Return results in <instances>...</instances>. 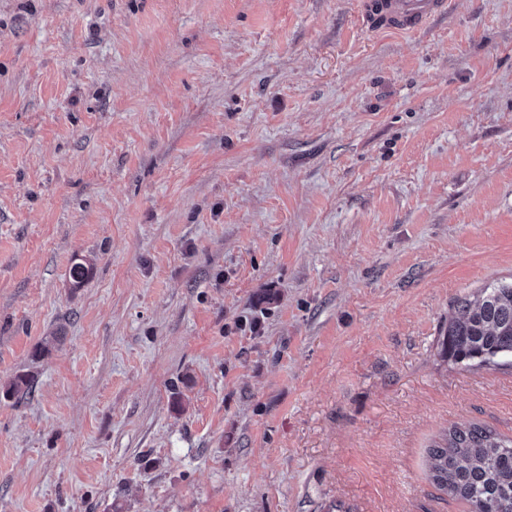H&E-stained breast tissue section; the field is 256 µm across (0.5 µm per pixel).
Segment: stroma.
<instances>
[{
    "label": "stroma",
    "mask_w": 512,
    "mask_h": 512,
    "mask_svg": "<svg viewBox=\"0 0 512 512\" xmlns=\"http://www.w3.org/2000/svg\"><path fill=\"white\" fill-rule=\"evenodd\" d=\"M358 2L0 0V512H467L427 451L512 437V367L440 356L512 281V0ZM363 26L373 33L415 32L431 19L448 14L451 0H360Z\"/></svg>",
    "instance_id": "obj_1"
}]
</instances>
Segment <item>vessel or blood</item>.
I'll return each mask as SVG.
<instances>
[{"mask_svg":"<svg viewBox=\"0 0 512 512\" xmlns=\"http://www.w3.org/2000/svg\"><path fill=\"white\" fill-rule=\"evenodd\" d=\"M449 0H360L363 26L370 32H415L447 14Z\"/></svg>","mask_w":512,"mask_h":512,"instance_id":"obj_1","label":"vessel or blood"}]
</instances>
